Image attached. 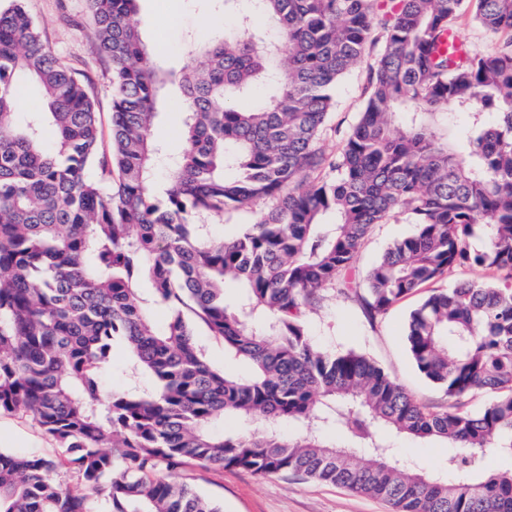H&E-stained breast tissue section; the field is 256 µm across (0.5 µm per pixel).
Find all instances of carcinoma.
I'll return each mask as SVG.
<instances>
[{
    "mask_svg": "<svg viewBox=\"0 0 512 512\" xmlns=\"http://www.w3.org/2000/svg\"><path fill=\"white\" fill-rule=\"evenodd\" d=\"M137 2L86 0L112 62L115 189L94 171L86 84L23 0L0 11V414L56 444L0 450V512H223L195 467L329 482L393 512H512V469L486 464L490 449L512 456V284L495 278L512 277V0H475L473 20L508 34L491 52L456 27L468 0H247L235 30L189 52L184 147L162 184L152 130L170 73L147 55ZM376 45L361 110L328 152L331 90ZM21 76L43 92L23 125ZM236 211L257 218L229 238L195 223ZM398 213L412 233L360 273L373 229ZM460 268L486 277L427 295L405 332L454 400L444 410L308 335L328 291L374 319ZM197 322L248 376L206 357ZM118 343L152 393L104 387ZM479 391L492 401L462 411ZM228 418L258 427L215 430ZM394 433L457 448L454 481L400 464Z\"/></svg>",
    "mask_w": 512,
    "mask_h": 512,
    "instance_id": "1",
    "label": "carcinoma"
}]
</instances>
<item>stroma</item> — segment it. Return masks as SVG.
I'll return each instance as SVG.
<instances>
[{
	"label": "stroma",
	"mask_w": 512,
	"mask_h": 512,
	"mask_svg": "<svg viewBox=\"0 0 512 512\" xmlns=\"http://www.w3.org/2000/svg\"><path fill=\"white\" fill-rule=\"evenodd\" d=\"M25 6L45 44L77 73L95 99L102 130L99 159L109 162L112 64L98 52L95 27L83 0H25ZM172 11L178 15L173 28L161 32L151 25L150 20L155 14ZM206 16L220 18L229 26L236 22L234 15L224 14L211 0H139L136 19L146 42L160 49L159 63L177 72L186 63L188 52L194 45L214 37L213 29L199 27L200 19ZM367 74V68L361 66L337 82L333 92L335 106L322 136L327 151H335L354 123L362 105ZM178 96L176 88H169V102L161 109L153 128L154 138L172 157L182 148L179 130L183 115L176 112L172 104ZM412 230V224L402 214L377 225L362 252L361 269H368L388 245L409 235ZM422 298V293L412 294L383 316L372 319L359 303L329 294L308 312L307 331L311 340L321 347L352 348L368 355L420 403L440 409L448 404L446 396L418 372L405 342L408 316ZM0 448L50 456L55 444L30 418L2 414ZM394 452L401 463L442 475L452 450L437 440L416 441L399 437L394 441ZM195 484L201 495L222 504L224 512H390L387 504L369 496L332 484L294 478H261L244 471L224 470L199 473Z\"/></svg>",
	"instance_id": "1"
}]
</instances>
